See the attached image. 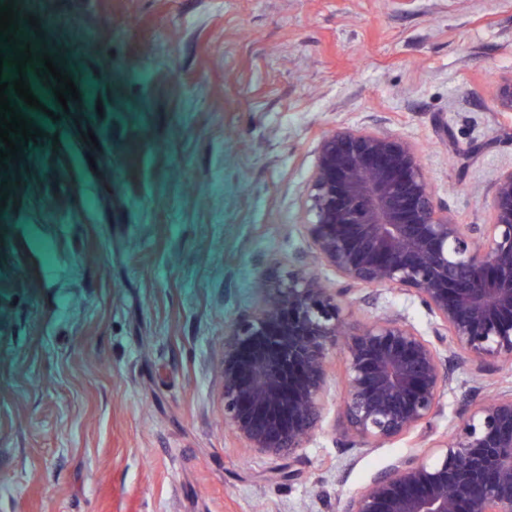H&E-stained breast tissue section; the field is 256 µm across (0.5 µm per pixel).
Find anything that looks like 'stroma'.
Wrapping results in <instances>:
<instances>
[{"label":"stroma","instance_id":"35a3bbf8","mask_svg":"<svg viewBox=\"0 0 512 512\" xmlns=\"http://www.w3.org/2000/svg\"><path fill=\"white\" fill-rule=\"evenodd\" d=\"M43 135L0 169V512H341L397 441L340 447L343 354L289 458L224 424V338L258 284L313 256L307 186L338 128L418 147L435 198L483 224L512 168V0H14ZM38 27H31L28 16ZM49 52L79 100L57 102ZM93 132L95 142L83 140ZM429 333L411 296L352 292ZM292 481L277 479L281 467Z\"/></svg>","mask_w":512,"mask_h":512}]
</instances>
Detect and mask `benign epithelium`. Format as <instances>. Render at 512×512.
<instances>
[{
	"label": "benign epithelium",
	"instance_id": "benign-epithelium-1",
	"mask_svg": "<svg viewBox=\"0 0 512 512\" xmlns=\"http://www.w3.org/2000/svg\"><path fill=\"white\" fill-rule=\"evenodd\" d=\"M512 112V77L497 89ZM486 224L435 202L420 152L398 135L323 136L304 228L314 259L345 282L416 296L425 336L401 316L347 327L349 289L300 264L262 283L265 298L224 339V423L264 456L295 454L318 430L327 360L345 358L346 445L377 448L426 430L458 372L512 363V169L484 197ZM431 452L399 456L342 512H512V389L469 404Z\"/></svg>",
	"mask_w": 512,
	"mask_h": 512
}]
</instances>
